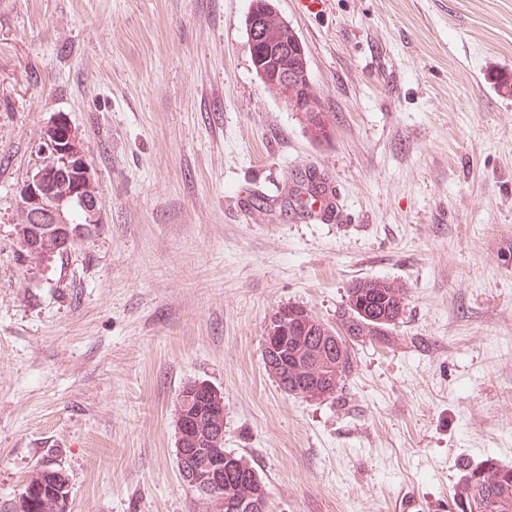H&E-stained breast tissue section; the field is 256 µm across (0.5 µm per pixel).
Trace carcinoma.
I'll use <instances>...</instances> for the list:
<instances>
[{"instance_id":"carcinoma-1","label":"carcinoma","mask_w":512,"mask_h":512,"mask_svg":"<svg viewBox=\"0 0 512 512\" xmlns=\"http://www.w3.org/2000/svg\"><path fill=\"white\" fill-rule=\"evenodd\" d=\"M291 42L290 32L271 24L266 30L265 37L258 43L256 56L265 62L273 57V51L278 45L289 46ZM487 78L503 95L512 96L511 69L494 68L488 72ZM305 120L308 122V137L315 142H323V126L330 124L329 113L316 112L312 117H305ZM406 298V291L401 285L387 280L360 279L350 285L344 306L337 316L344 334L338 337L336 353L332 354V360L336 362V381L331 389L315 396V399L331 398L342 393L353 370L350 347L358 342L380 340L388 335L405 310ZM360 303L364 308L378 312L379 320L372 322L361 316L357 311V305ZM284 318L290 323L297 320L308 321L309 328L305 330L307 336L320 331V319L310 311L293 305L278 308L268 325L271 326ZM178 406L188 418H208L210 402L196 394L189 398L185 396V391H180ZM234 459L243 463V471L247 472L248 482L224 481L223 512H239L234 508L235 500L247 496L258 504L259 512H267V492L258 473L245 458L236 455ZM461 471L462 475L452 491L454 505H473L476 512H512V466H503L494 459L487 458L476 464L466 463L461 466ZM31 482L34 483L35 491L29 495L27 501L16 502L15 512H54V497L68 484L67 475L60 469L43 466L31 474Z\"/></svg>"}]
</instances>
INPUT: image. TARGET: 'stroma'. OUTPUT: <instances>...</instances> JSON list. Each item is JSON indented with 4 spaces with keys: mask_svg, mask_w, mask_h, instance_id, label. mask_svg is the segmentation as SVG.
<instances>
[{
    "mask_svg": "<svg viewBox=\"0 0 512 512\" xmlns=\"http://www.w3.org/2000/svg\"><path fill=\"white\" fill-rule=\"evenodd\" d=\"M251 0H0V512L31 472L71 512H207L177 468L176 405L224 397V448L267 512H448L460 460L512 466V0H273L332 136L263 86ZM65 117L96 234L21 257L18 188ZM333 190L303 216L296 176ZM397 282L384 343L338 398L265 370L278 307L332 324L360 278Z\"/></svg>",
    "mask_w": 512,
    "mask_h": 512,
    "instance_id": "obj_1",
    "label": "stroma"
}]
</instances>
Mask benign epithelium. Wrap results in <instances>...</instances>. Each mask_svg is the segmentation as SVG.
Returning a JSON list of instances; mask_svg holds the SVG:
<instances>
[{
	"instance_id": "1",
	"label": "benign epithelium",
	"mask_w": 512,
	"mask_h": 512,
	"mask_svg": "<svg viewBox=\"0 0 512 512\" xmlns=\"http://www.w3.org/2000/svg\"><path fill=\"white\" fill-rule=\"evenodd\" d=\"M278 17L272 0H252L248 14V30L250 45L260 40V23L267 17ZM292 46L300 55L297 64L288 65L287 58L267 66L256 62L254 67L258 77L264 83H280L290 89H297L300 77L307 76L308 60L305 48L298 35H293ZM295 112H319L321 107L310 97L291 96L287 100ZM40 149L45 156V163L22 183L18 189L20 204L30 213L32 226L26 230L25 244L33 247L40 243L56 241L57 248L63 249L86 240L94 232L98 224V196L92 190V172L86 161L79 138L62 117L56 119L45 130ZM79 208L88 215V222L76 226L70 224L68 215L73 209ZM287 328H276L267 337L265 361L270 373L281 372L286 366L299 374L304 380V390L319 386L326 381L331 382L332 369H324L313 373L323 364V359L336 352L332 344L336 343V335L326 325L321 329V340L329 350L322 354L308 349L310 337L297 336L293 341V354L285 359L280 351L288 345ZM195 387L211 394L210 413L212 418L202 428L192 426L186 418H179L178 447L198 440L201 434L217 448L224 441V427L220 425V417L224 412V401L219 392L207 383L196 382ZM242 471L241 464L231 463L227 455L216 454L206 456L203 462L189 465L181 469L186 482L195 488L217 486L222 491L224 484L220 477L231 470Z\"/></svg>"
}]
</instances>
